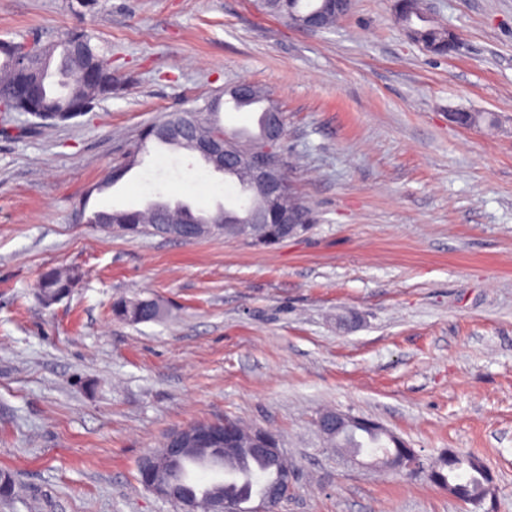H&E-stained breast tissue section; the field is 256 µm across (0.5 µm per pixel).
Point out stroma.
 <instances>
[{"instance_id":"obj_1","label":"stroma","mask_w":512,"mask_h":512,"mask_svg":"<svg viewBox=\"0 0 512 512\" xmlns=\"http://www.w3.org/2000/svg\"><path fill=\"white\" fill-rule=\"evenodd\" d=\"M456 49L436 57L390 0H352L329 31L254 0H0V39L82 29L112 95L47 131L0 112V512H177L136 479L189 424L274 433L295 473L281 512H470L425 474L338 454L328 409L421 458L452 448L494 476L480 512H512V0H424ZM261 87L285 117L288 175L315 220L270 250L210 235L129 238L78 211L163 197L207 212L233 180L141 129ZM488 116L460 128L451 112ZM49 268L70 295L35 294ZM153 297L159 322L112 314ZM80 278L81 273L77 269H48L40 275L37 286L38 297L44 303L47 299L67 297Z\"/></svg>"}]
</instances>
